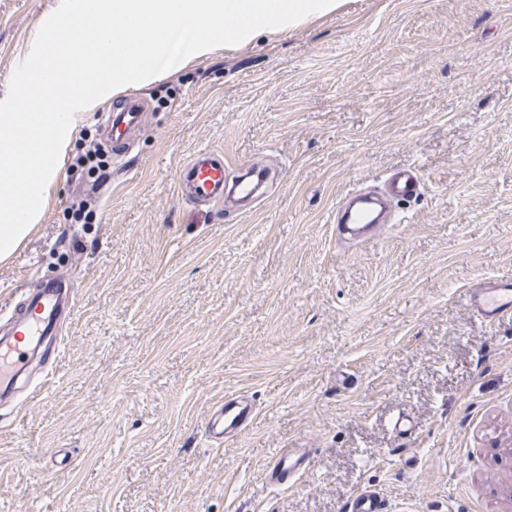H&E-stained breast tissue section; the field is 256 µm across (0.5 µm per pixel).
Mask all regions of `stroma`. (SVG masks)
<instances>
[{
	"mask_svg": "<svg viewBox=\"0 0 512 512\" xmlns=\"http://www.w3.org/2000/svg\"><path fill=\"white\" fill-rule=\"evenodd\" d=\"M59 4L0 0V101ZM135 94L96 223L65 214L88 112L0 262V305L38 277L73 299L0 401V512H344L365 488L387 512H512V320L467 295L512 276V0H345L101 103ZM203 149L227 178L266 170L262 196L178 197ZM410 165L404 223L338 245L336 204ZM232 393L256 415L218 445L204 425ZM289 448L307 467L271 484ZM129 108L130 112H132L135 109V114L133 115L132 119L127 123H121L115 130L113 129V135L111 129V143L115 144V146L124 145L129 142L131 136V129L138 124L141 115L140 112H144L145 109L144 103L138 99H128L125 109Z\"/></svg>",
	"mask_w": 512,
	"mask_h": 512,
	"instance_id": "obj_1",
	"label": "stroma"
}]
</instances>
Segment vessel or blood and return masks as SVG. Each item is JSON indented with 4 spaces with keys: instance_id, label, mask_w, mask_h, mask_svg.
I'll return each mask as SVG.
<instances>
[{
    "instance_id": "vessel-or-blood-1",
    "label": "vessel or blood",
    "mask_w": 512,
    "mask_h": 512,
    "mask_svg": "<svg viewBox=\"0 0 512 512\" xmlns=\"http://www.w3.org/2000/svg\"><path fill=\"white\" fill-rule=\"evenodd\" d=\"M181 197L204 204L224 197V159L200 150L181 168L178 178ZM384 197L400 203L417 199L423 182L417 167L408 166L390 173L381 186ZM374 198L353 191L346 204L336 210V239L343 243H358L377 233L381 221L371 218L369 209ZM469 301L476 318L485 324L512 319V279L499 276L477 279L471 285ZM67 305L60 285L42 284L29 296L24 307L10 312V327L0 333V388L8 389L14 379L24 374L28 362L29 343L38 336L53 334ZM254 402L245 396L230 394L224 398V408L213 415L205 426L206 435L216 443L237 437L246 430L255 415ZM309 455L288 451L270 465L268 477L279 484L304 471ZM346 512H385L378 494L364 491L348 503Z\"/></svg>"
}]
</instances>
